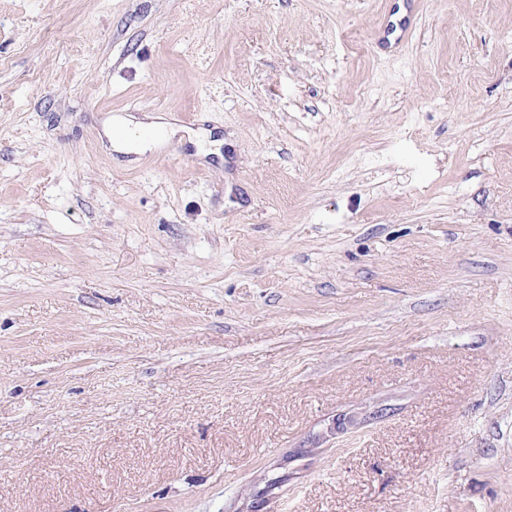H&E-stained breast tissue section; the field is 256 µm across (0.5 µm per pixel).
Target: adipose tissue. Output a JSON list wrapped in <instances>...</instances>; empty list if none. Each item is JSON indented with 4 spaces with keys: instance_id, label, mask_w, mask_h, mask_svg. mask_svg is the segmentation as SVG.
I'll list each match as a JSON object with an SVG mask.
<instances>
[{
    "instance_id": "ef3b65f1",
    "label": "adipose tissue",
    "mask_w": 512,
    "mask_h": 512,
    "mask_svg": "<svg viewBox=\"0 0 512 512\" xmlns=\"http://www.w3.org/2000/svg\"><path fill=\"white\" fill-rule=\"evenodd\" d=\"M104 132L115 152L142 154L154 150L168 138L177 134L178 129L159 116H146L135 120L115 115L106 123Z\"/></svg>"
}]
</instances>
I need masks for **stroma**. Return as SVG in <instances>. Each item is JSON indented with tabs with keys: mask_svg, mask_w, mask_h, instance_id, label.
<instances>
[{
	"mask_svg": "<svg viewBox=\"0 0 512 512\" xmlns=\"http://www.w3.org/2000/svg\"><path fill=\"white\" fill-rule=\"evenodd\" d=\"M0 512H512V0H0ZM143 118L145 120H134L114 115L106 123L104 132L115 152L143 154L154 150L181 130L161 116L146 115ZM145 130H150L151 135H142Z\"/></svg>",
	"mask_w": 512,
	"mask_h": 512,
	"instance_id": "1",
	"label": "stroma"
}]
</instances>
